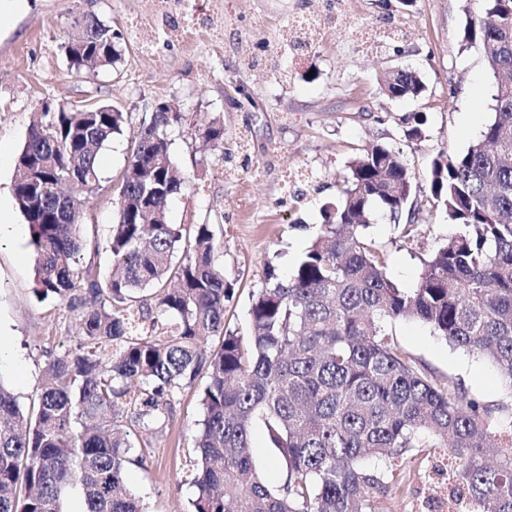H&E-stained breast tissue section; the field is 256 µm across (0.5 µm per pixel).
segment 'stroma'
<instances>
[{"label": "stroma", "instance_id": "stroma-1", "mask_svg": "<svg viewBox=\"0 0 512 512\" xmlns=\"http://www.w3.org/2000/svg\"><path fill=\"white\" fill-rule=\"evenodd\" d=\"M28 7L0 27V207L16 228L0 240V379L22 407H32L46 351L71 348L74 315L35 292L33 255L13 184L15 164L34 112L42 103L100 102L131 113L133 125L100 157L101 187L83 208V235L97 247L103 275L112 272L107 248L116 187L135 123L151 105L173 100L186 115L173 134L177 163L191 175L169 204V221L193 230L213 225L223 241L224 273L235 284L225 328L251 334V296L265 283L267 265L292 270L321 231V208L336 199L338 173L360 149L379 142L399 148L417 186L424 251L455 231L428 203V171L439 150L463 152L491 117L496 80L479 42L467 43L469 16L483 0H27ZM327 23L301 61L293 59L289 27L300 12ZM106 20L125 41L118 70H69L63 45L84 17ZM402 27L403 40L367 51L360 33ZM415 71L425 85L415 99L391 101L378 81L389 68ZM224 122V146H206L202 132ZM401 228L378 217L366 234L386 258L399 287L415 288L419 260L400 242ZM401 347L421 362L437 386L462 385L468 397L512 419V394L487 359L448 346L428 326L400 320L392 326ZM200 374L177 395L172 418L153 431L131 428L133 454L126 482L144 512H191L196 489L189 474L196 457L194 430L202 416Z\"/></svg>", "mask_w": 512, "mask_h": 512}]
</instances>
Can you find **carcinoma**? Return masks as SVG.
<instances>
[{
    "mask_svg": "<svg viewBox=\"0 0 512 512\" xmlns=\"http://www.w3.org/2000/svg\"><path fill=\"white\" fill-rule=\"evenodd\" d=\"M84 26L82 47L63 46L69 68H117L121 35L95 16ZM476 40L497 77L494 115L464 152L430 162V203L457 231L419 255L416 288L398 287L362 235L378 213L403 225L410 252L421 235L402 153L377 144L350 160L341 196L324 205L322 234L288 276L268 268L247 340L224 327L233 284L212 225H195L188 238L169 223V203L189 183L172 153L183 113L161 101L141 118L117 187L115 273L103 281L81 257L82 205L99 190L103 149L131 114L44 105L13 194L32 236L36 291L74 313L76 344L49 354L33 409L0 382V512H62L72 490L83 512H141L125 485L128 466L144 461L129 454L128 428L171 416L203 370L193 512H384L407 487L365 461L411 460L419 448L448 450V498L462 512H512V420L452 381L437 387L391 331L400 319L425 323L491 361L512 393V0H483L464 29L463 41ZM424 89L403 67L380 82L392 100ZM203 136L222 147L223 120ZM212 336L222 337L216 352ZM257 422L284 472L279 488L257 473Z\"/></svg>",
    "mask_w": 512,
    "mask_h": 512,
    "instance_id": "obj_1",
    "label": "carcinoma"
}]
</instances>
